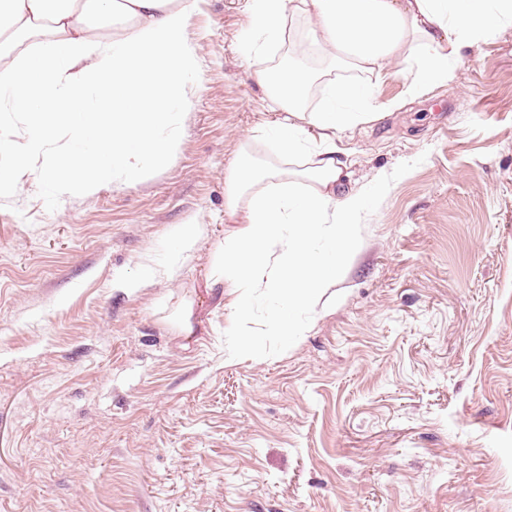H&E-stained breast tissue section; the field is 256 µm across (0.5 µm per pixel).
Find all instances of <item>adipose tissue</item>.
Segmentation results:
<instances>
[{
    "mask_svg": "<svg viewBox=\"0 0 512 512\" xmlns=\"http://www.w3.org/2000/svg\"><path fill=\"white\" fill-rule=\"evenodd\" d=\"M253 22L238 42L244 59L259 57L281 39L288 16L305 15L307 36L340 69L368 74V82L340 79L323 89L321 107L307 111L297 95L313 80L288 64L254 71L262 87L284 103L271 140L280 158L316 145L311 167L280 168L243 145L225 176V212L240 217L233 233L215 244L204 273L206 287L230 289L235 300L228 335L238 356L258 351L246 328L257 294L288 303L274 320L294 336L300 309L314 308L342 272L354 243L350 219L361 195H338L345 165L337 133L380 118L375 89L392 64L413 71L412 89L447 78L463 48L490 35L512 0H252ZM191 0H0V101L28 121L24 144L0 138V195L16 190L28 158L44 152L56 132L69 143L41 172L63 190L96 192L114 169L140 176V159L169 151L156 131L174 105L186 104L194 52L185 38ZM27 54L16 55L22 44Z\"/></svg>",
    "mask_w": 512,
    "mask_h": 512,
    "instance_id": "ef3b65f1",
    "label": "adipose tissue"
}]
</instances>
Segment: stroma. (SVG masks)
Here are the masks:
<instances>
[{"label": "stroma", "mask_w": 512, "mask_h": 512, "mask_svg": "<svg viewBox=\"0 0 512 512\" xmlns=\"http://www.w3.org/2000/svg\"><path fill=\"white\" fill-rule=\"evenodd\" d=\"M250 23L195 0L199 90L136 184L60 192L40 155L0 197V512H512V18L423 95L389 68L385 115L337 141L366 202L327 302L285 336L257 298L260 354L235 360L233 294L190 340L172 323L232 229L226 172L282 111L252 73L283 45L243 60Z\"/></svg>", "instance_id": "stroma-1"}]
</instances>
